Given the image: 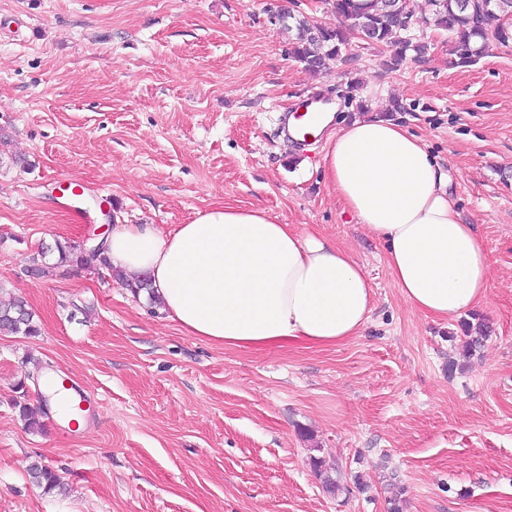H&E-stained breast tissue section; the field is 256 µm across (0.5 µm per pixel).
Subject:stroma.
Masks as SVG:
<instances>
[{"label":"stroma","mask_w":512,"mask_h":512,"mask_svg":"<svg viewBox=\"0 0 512 512\" xmlns=\"http://www.w3.org/2000/svg\"><path fill=\"white\" fill-rule=\"evenodd\" d=\"M411 5L420 60L391 69L386 46L355 39L313 76L276 15L331 22L332 0H0V153L26 160L0 168V300L23 298L39 328L0 333V512H512V46L451 66L427 0ZM324 95L341 120L359 99L382 114L402 100L395 120L449 169L489 248L472 315L491 332L473 356L459 322L404 301L323 176L324 137L301 149L278 132L279 114ZM224 204L362 262L363 335L223 348L105 268L52 256L30 272L42 244L82 245L105 221L167 234ZM48 373L99 401L83 429L49 424ZM36 462L66 495L32 484Z\"/></svg>","instance_id":"stroma-1"}]
</instances>
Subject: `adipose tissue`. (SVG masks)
Returning a JSON list of instances; mask_svg holds the SVG:
<instances>
[{
    "mask_svg": "<svg viewBox=\"0 0 512 512\" xmlns=\"http://www.w3.org/2000/svg\"><path fill=\"white\" fill-rule=\"evenodd\" d=\"M322 166L359 224L385 242L386 266L415 310L452 321L485 299L484 240L462 223L450 177L426 142L375 113L322 119ZM107 257L128 278L148 275L153 296L191 336L227 348L300 341L331 347L362 334L373 309L363 266L267 209L221 205L170 234L121 225Z\"/></svg>",
    "mask_w": 512,
    "mask_h": 512,
    "instance_id": "obj_1",
    "label": "adipose tissue"
}]
</instances>
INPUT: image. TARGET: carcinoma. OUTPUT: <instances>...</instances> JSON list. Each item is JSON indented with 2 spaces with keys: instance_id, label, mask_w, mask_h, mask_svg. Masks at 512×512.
<instances>
[{
  "instance_id": "carcinoma-1",
  "label": "carcinoma",
  "mask_w": 512,
  "mask_h": 512,
  "mask_svg": "<svg viewBox=\"0 0 512 512\" xmlns=\"http://www.w3.org/2000/svg\"><path fill=\"white\" fill-rule=\"evenodd\" d=\"M431 24L448 32L451 38V64L456 67L471 66L485 54L490 41L506 46L512 42V0H484L477 13L462 8L461 0H429ZM337 23L334 25L313 24L292 13L281 22L284 30L292 33L291 57L311 74L320 72L329 57L345 61L351 35L360 33L373 43H383L390 48L387 65L396 67L408 58L418 60L426 53L427 45L400 37V33L412 25L413 10L410 0H334ZM57 254L62 263L89 265L93 260L85 258L77 248L59 240L41 247L40 258ZM109 275L124 286L138 293L147 287L146 280L129 282L122 271L112 267L107 257L98 259ZM466 332L475 336L467 342V351L474 350L485 338L489 326L484 322L476 325L464 324ZM23 336L38 334L34 313L21 298L0 304V331ZM32 481L50 493L62 489L61 477L48 467L33 464L30 468Z\"/></svg>"
}]
</instances>
